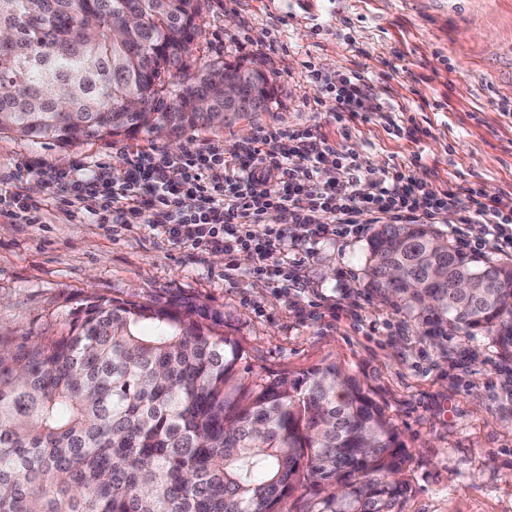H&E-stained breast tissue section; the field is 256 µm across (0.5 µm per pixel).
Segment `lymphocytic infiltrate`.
<instances>
[{
    "instance_id": "f902f5d3",
    "label": "lymphocytic infiltrate",
    "mask_w": 512,
    "mask_h": 512,
    "mask_svg": "<svg viewBox=\"0 0 512 512\" xmlns=\"http://www.w3.org/2000/svg\"><path fill=\"white\" fill-rule=\"evenodd\" d=\"M322 93L334 96L337 114H355L368 88L359 76L341 72ZM274 141L280 149L268 150ZM335 153L310 129L257 126L244 154L230 158L217 145L190 139L175 154L155 147L132 152L119 180L100 164L61 169L41 161L17 167L11 177L40 178L70 221L90 214L112 232L147 225L171 246L254 251L257 273L292 288L299 285L295 267L267 264L269 255L359 233L387 214L431 220L462 198L468 206L454 229L457 242L471 252L512 251V195L489 199L470 186L419 184L398 168L377 170L353 159L325 173L322 164ZM185 196L193 197L192 209L183 208ZM273 209L285 227L266 223Z\"/></svg>"
}]
</instances>
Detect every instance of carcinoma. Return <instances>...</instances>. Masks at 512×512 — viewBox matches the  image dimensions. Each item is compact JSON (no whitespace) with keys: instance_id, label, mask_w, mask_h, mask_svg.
<instances>
[{"instance_id":"1","label":"carcinoma","mask_w":512,"mask_h":512,"mask_svg":"<svg viewBox=\"0 0 512 512\" xmlns=\"http://www.w3.org/2000/svg\"><path fill=\"white\" fill-rule=\"evenodd\" d=\"M128 11L140 22L114 35ZM200 0H0V131L62 145L224 126L213 77L190 72ZM243 88L266 110L267 77ZM429 224H382L369 287L512 358V265ZM243 352L172 305L87 300L69 331L0 337V512H402L408 455L393 423L334 364L236 386Z\"/></svg>"}]
</instances>
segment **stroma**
Returning <instances> with one entry per match:
<instances>
[{
  "mask_svg": "<svg viewBox=\"0 0 512 512\" xmlns=\"http://www.w3.org/2000/svg\"><path fill=\"white\" fill-rule=\"evenodd\" d=\"M200 25L192 67L243 62L272 95L198 141L240 155L253 127L285 123L419 183L512 193V0H206ZM346 70L365 76L370 98L365 118L339 122L321 88ZM183 143L141 132L64 146L2 131L0 176L31 160L123 172L120 147ZM367 254L364 234L301 250L302 291L255 275V255L174 248L144 224L115 235L59 212L46 224L0 217V332L61 335L93 296L177 305L240 344L244 389L325 364L354 377L406 445L403 512H512V360L367 288Z\"/></svg>",
  "mask_w": 512,
  "mask_h": 512,
  "instance_id": "stroma-1",
  "label": "stroma"
}]
</instances>
